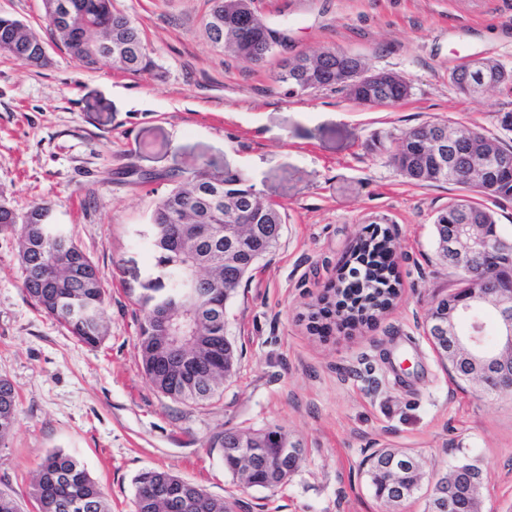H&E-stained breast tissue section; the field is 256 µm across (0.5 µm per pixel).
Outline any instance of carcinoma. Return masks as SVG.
<instances>
[{
  "mask_svg": "<svg viewBox=\"0 0 512 512\" xmlns=\"http://www.w3.org/2000/svg\"><path fill=\"white\" fill-rule=\"evenodd\" d=\"M60 1L67 4L72 15V22L65 26L51 17L54 4ZM43 9L56 42L86 69L96 70L105 63L130 74L151 73L157 68L139 27L114 6L113 0H43ZM204 29L212 44L250 62H263L278 51L273 39L276 29L257 13L254 0H212ZM44 45L41 37L23 21L0 16L1 55L43 64L48 61L42 53ZM307 58L314 64L307 81L312 91L341 89L337 80L339 69L366 63L357 54H338L334 49H323ZM294 72L295 69L283 65L275 75V81L292 97L301 94V83ZM466 74L465 62L448 72V82L463 95L467 91L461 81ZM346 95L354 102L371 98L382 107H394L409 96V88L399 82L378 89L360 85L349 88ZM446 131L448 125L441 123L412 128L403 134L397 151L390 155L391 162L411 182L457 185L469 191L450 199L434 217L437 249L442 258V243L448 240L450 232L449 215L467 214L477 224L494 225V212L475 201V196L512 199V169L498 173L488 185L472 181L465 171L457 179L448 178L446 170L423 174V167L436 166L433 155L425 154L429 140ZM49 211L50 207L41 203L20 214L8 202L1 201L0 230H10L18 236L26 296L80 342L95 346L107 333L106 289L98 268L70 236H65V241L74 264L72 272L59 268L51 241L34 246L31 225ZM239 214L254 225L252 237L237 248V263L226 266L224 237L200 238L197 229L201 224L233 222ZM283 224L285 217L279 207L263 200L244 174L213 168L207 163L187 176H180L175 186L158 199L145 230L151 244L154 274L141 284L139 302L146 315L139 325L137 346L143 373L160 393L182 403L204 405L224 386V357H234L233 346H224V309L257 262L275 248ZM192 307L201 308L196 335L187 341V348L175 364L165 338L155 326L154 314L167 309L179 315ZM16 420V391L8 380L0 377V442L13 430ZM404 454L396 448H380L367 458L366 472L374 497L391 512L416 495L424 478L422 465L417 461L402 470L401 491L393 493L386 483L385 467L393 457ZM251 462L255 486L274 489L282 485L267 471L263 457L254 455ZM134 484L135 512L228 509L224 499L165 470L143 471ZM30 495L38 512H110L101 488L84 466L60 451L49 453L41 462Z\"/></svg>",
  "mask_w": 512,
  "mask_h": 512,
  "instance_id": "1",
  "label": "carcinoma"
}]
</instances>
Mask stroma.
<instances>
[{"mask_svg": "<svg viewBox=\"0 0 512 512\" xmlns=\"http://www.w3.org/2000/svg\"><path fill=\"white\" fill-rule=\"evenodd\" d=\"M296 56L335 48L404 76L401 105L366 108L334 90L288 96L274 55L254 65L208 40L211 0H115L163 75L88 71L49 45L38 66L0 55V198L18 212L49 205L98 267L108 332L79 342L22 287L15 233L0 231V377L18 395L0 443V489L36 512L30 483L50 452L77 457L111 512H135L134 477L169 470L224 498L232 512H385L363 459L399 448L425 463L424 492L399 512H424L426 490L466 460L488 475L482 512H512V394L458 387L426 333V312L454 289L436 252L433 217L456 186L403 178L387 148L426 122L512 145L498 119L512 91L458 93L448 72L469 56L512 66V0H255ZM243 173L285 216L275 249L243 279L224 317L233 374L205 406L176 402L146 379L137 348L149 267L140 236L172 174L201 163ZM387 227L398 296L374 319L313 328L337 270ZM279 426L304 445L288 482L249 487L209 439Z\"/></svg>", "mask_w": 512, "mask_h": 512, "instance_id": "1", "label": "stroma"}]
</instances>
